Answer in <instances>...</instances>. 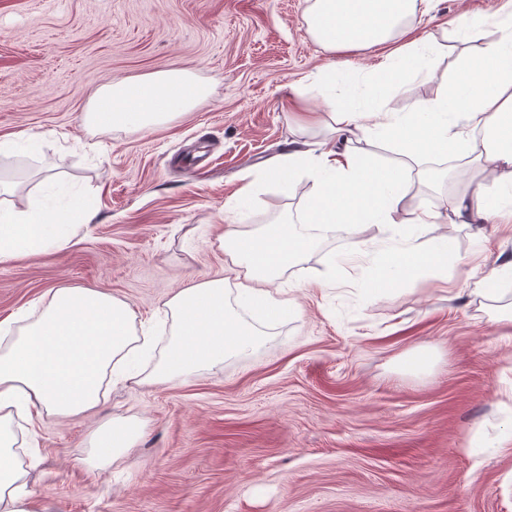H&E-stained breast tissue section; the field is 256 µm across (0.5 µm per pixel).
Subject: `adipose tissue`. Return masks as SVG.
<instances>
[{
	"instance_id": "ef3b65f1",
	"label": "adipose tissue",
	"mask_w": 512,
	"mask_h": 512,
	"mask_svg": "<svg viewBox=\"0 0 512 512\" xmlns=\"http://www.w3.org/2000/svg\"><path fill=\"white\" fill-rule=\"evenodd\" d=\"M424 0H313L308 31L330 53L343 49L373 51L386 43L394 48L368 85L396 90L406 75L430 69L445 51L430 34L419 33ZM414 39L396 43L401 28ZM455 35L470 48L458 72L431 99L410 111L386 109L381 96L351 92L344 104L330 110L328 130L343 150L291 152L265 169L271 182H312L306 209L286 224H270L258 234L227 225L220 242L232 264L244 272L235 297L224 282L206 279L174 295L167 303L173 334L160 361L149 373L139 369L154 348L149 336L132 332L136 315L131 306L92 289L60 285L33 321L18 325L0 321V512H43L27 487L29 472L16 449L13 424L25 416L29 424L87 413L100 403L108 386L143 377L159 384L201 370L221 367L226 355L254 348L258 331L243 322L239 311L272 321L288 308L272 287L279 274L296 266L300 255L320 237L345 225L362 250V225L390 231L396 250L380 253L376 289L397 286L408 278L445 265L452 252L447 236L431 245L420 243V226L434 224L440 214L422 205L406 222L398 214L410 194L414 169L448 154L472 158L486 179L476 190L482 208L460 197L453 215L460 224L512 220V24L496 39H486L480 26L465 17L452 22ZM207 88L183 69H167L138 79L107 82L86 115L93 125L150 128L170 115L195 108ZM364 139L387 142L402 160L383 165L360 149ZM47 189L27 208L7 204L14 182L0 178V264L66 249L83 224L93 217L83 200L66 192L63 182L45 180ZM140 430L131 419H115L97 433L86 460L103 471L135 447Z\"/></svg>"
}]
</instances>
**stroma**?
Listing matches in <instances>:
<instances>
[{
  "mask_svg": "<svg viewBox=\"0 0 512 512\" xmlns=\"http://www.w3.org/2000/svg\"><path fill=\"white\" fill-rule=\"evenodd\" d=\"M313 0H0V136L22 134L35 153L0 155L23 208L45 175L64 179L95 212L64 250L0 265V320L30 313L68 284L127 302L138 335L167 339V301L212 278L238 286L219 245L225 225L254 232L301 214L311 187L266 183L257 202L225 210L261 169L312 150L328 131H297L301 91H349L380 60L328 53L308 31ZM504 0H429L423 25L448 55L384 97L405 112L434 97L467 46L444 22L495 18ZM335 63V74L326 66ZM185 68L208 97L165 124L87 125L111 79ZM472 166L435 164L436 190L414 186L399 214L424 203L450 214ZM279 207L267 209V199ZM447 268L395 289H373L375 254L390 243L363 227L352 252L345 227L318 239L280 274L287 316L257 322L253 349L222 367L161 384L132 379L96 410L32 428L30 487L44 512H512V280L484 278L512 263V223H444ZM426 350L430 361L412 369ZM138 421L134 451L98 475L82 464L97 431Z\"/></svg>",
  "mask_w": 512,
  "mask_h": 512,
  "instance_id": "stroma-1",
  "label": "stroma"
}]
</instances>
